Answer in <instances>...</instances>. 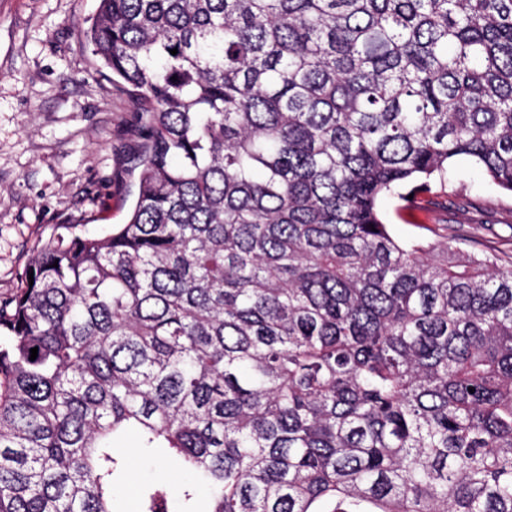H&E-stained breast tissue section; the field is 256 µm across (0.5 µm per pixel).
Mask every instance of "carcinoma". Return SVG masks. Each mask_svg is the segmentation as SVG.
Instances as JSON below:
<instances>
[{
	"label": "carcinoma",
	"instance_id": "obj_1",
	"mask_svg": "<svg viewBox=\"0 0 512 512\" xmlns=\"http://www.w3.org/2000/svg\"><path fill=\"white\" fill-rule=\"evenodd\" d=\"M86 37L148 139L128 221L0 300V512H114L155 448L141 512H512V265L379 211L459 158L512 193V0H99ZM174 460L162 451H148L139 458L122 479L120 496L114 502L117 512H139L142 489L149 485L169 483L176 474Z\"/></svg>",
	"mask_w": 512,
	"mask_h": 512
}]
</instances>
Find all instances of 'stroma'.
<instances>
[{
	"instance_id": "obj_1",
	"label": "stroma",
	"mask_w": 512,
	"mask_h": 512,
	"mask_svg": "<svg viewBox=\"0 0 512 512\" xmlns=\"http://www.w3.org/2000/svg\"><path fill=\"white\" fill-rule=\"evenodd\" d=\"M99 0H0V300L58 225L107 235L125 223L146 143L145 112L95 71L85 37ZM444 205L400 212L381 202L392 234L427 237L448 227L469 246L512 261V194L470 161L448 167ZM174 460L160 451L138 459L122 479L116 512H139L143 488L170 482Z\"/></svg>"
}]
</instances>
